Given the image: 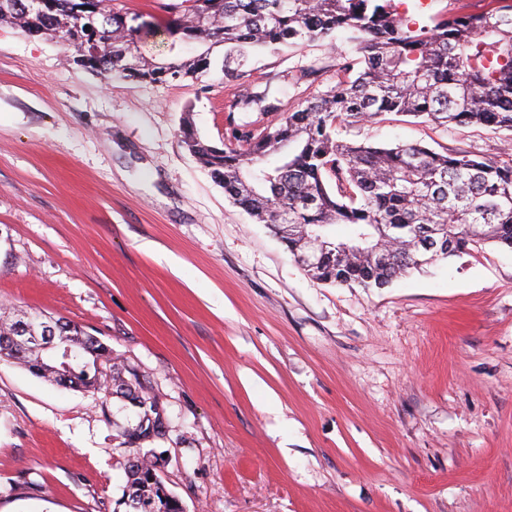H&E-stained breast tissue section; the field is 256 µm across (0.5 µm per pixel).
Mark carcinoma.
I'll return each mask as SVG.
<instances>
[{
	"label": "carcinoma",
	"mask_w": 512,
	"mask_h": 512,
	"mask_svg": "<svg viewBox=\"0 0 512 512\" xmlns=\"http://www.w3.org/2000/svg\"><path fill=\"white\" fill-rule=\"evenodd\" d=\"M70 0H43L40 11L19 12L14 23L90 58L85 69L151 83L192 78L223 50L224 80L246 77L252 52L305 43L330 45L336 33L360 54L340 69L336 86L288 110L278 124L242 145L219 148L198 137L189 119L181 133L193 156L224 187L234 204L268 224L293 257L320 242L327 261L303 270L334 285L384 288L439 257L495 242L512 248V161L499 163L465 152L438 153L416 143H347L345 123L383 113L439 126L477 124L512 132V0L482 12L457 10L409 23L395 0H187L159 28L113 10L112 36L96 45L70 37L81 22L67 13ZM167 35L201 51L146 62L139 35ZM288 234H280L281 225ZM0 359L30 371L38 356H14L0 344ZM72 388L112 389L139 401L137 419L121 432L139 448L165 435L159 398L138 371L110 355L84 352L73 366ZM159 459L137 452L128 459L124 495L158 505L174 494L158 475Z\"/></svg>",
	"instance_id": "1"
}]
</instances>
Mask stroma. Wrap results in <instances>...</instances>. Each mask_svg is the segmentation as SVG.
<instances>
[{
    "label": "stroma",
    "mask_w": 512,
    "mask_h": 512,
    "mask_svg": "<svg viewBox=\"0 0 512 512\" xmlns=\"http://www.w3.org/2000/svg\"><path fill=\"white\" fill-rule=\"evenodd\" d=\"M354 53L304 44L150 83L0 23V309L65 317L144 376L185 512H512V248L383 288L310 279L188 151L261 132ZM315 68L310 79L300 72ZM341 139L512 160V133L385 113ZM120 400L0 360V512H123Z\"/></svg>",
    "instance_id": "stroma-1"
}]
</instances>
